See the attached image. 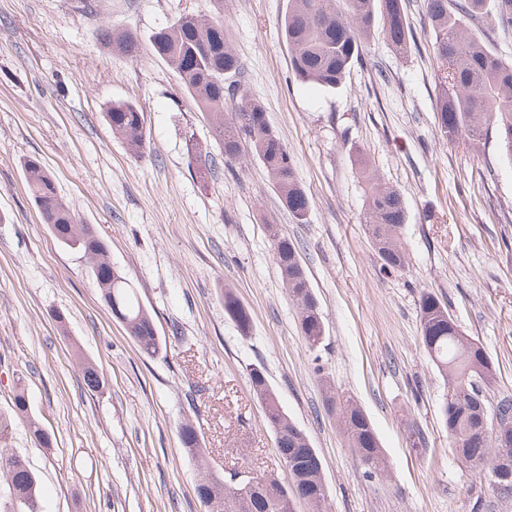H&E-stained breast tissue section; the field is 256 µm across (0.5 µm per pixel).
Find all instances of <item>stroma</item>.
I'll use <instances>...</instances> for the list:
<instances>
[{
  "label": "stroma",
  "instance_id": "stroma-1",
  "mask_svg": "<svg viewBox=\"0 0 512 512\" xmlns=\"http://www.w3.org/2000/svg\"><path fill=\"white\" fill-rule=\"evenodd\" d=\"M406 56L382 35L361 64L326 90L300 81L281 33L287 0H224L242 89L287 144L310 199L305 223L281 206L267 172L228 161L212 125L150 38L212 0H0V414L23 381L28 418L4 446L38 478L41 512H205L200 471L184 454L182 422L199 430L215 468L234 447L288 473L249 385L264 366L288 416L323 464L330 512H512L451 451L440 421L446 389L420 341L418 299L431 291L495 364L490 401L512 397V162L495 142L448 144L434 119L437 58L423 0H405ZM136 35L130 60L97 40L103 26ZM144 114L145 155L132 156L104 113L113 102ZM214 163L201 184L188 158ZM407 211L404 270L385 273L365 233L355 150ZM38 159L77 219L153 315L164 349L140 352L101 297L88 260L62 245L25 183ZM295 243L326 335L306 346L276 266L268 225ZM232 290L250 310L241 332L224 313ZM102 389H86L81 360ZM354 397L386 457L369 478L326 411L322 378ZM201 384L196 405L186 393ZM37 421L52 439L43 448ZM424 443L415 444L416 435Z\"/></svg>",
  "mask_w": 512,
  "mask_h": 512
}]
</instances>
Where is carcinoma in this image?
Returning <instances> with one entry per match:
<instances>
[{
  "mask_svg": "<svg viewBox=\"0 0 512 512\" xmlns=\"http://www.w3.org/2000/svg\"><path fill=\"white\" fill-rule=\"evenodd\" d=\"M487 0H423L439 66L435 76V124L442 139L479 142L493 138L503 156L512 161V62L502 58L478 35L486 21ZM497 26L512 28V0H496ZM398 52H407L410 37L404 0H288L282 35L290 51L294 75L327 90L340 86L351 67L361 60L364 41L376 25ZM100 39L115 55L135 59L141 45L132 33L101 29ZM153 53L168 62L181 77L197 108L209 114L220 137L224 158L237 159L242 144L266 169L274 190L288 213L299 223L307 219L310 201L297 178L287 145L270 125L263 105L240 98L231 115H224L226 97L235 96L246 75L241 58L227 45L224 12L202 21L181 17L151 37ZM105 120L127 149L145 153L144 114L133 103L110 105ZM190 163L201 181L213 174L209 155L194 152ZM26 185L42 217L58 241L76 250L91 264L92 275L112 315H120L128 335L149 357L162 353L152 315L141 304L125 274L108 259L107 247L89 224H79L62 202L55 181L36 159L24 162ZM366 230L385 270L400 271L407 264L402 229L407 213L401 194L383 186L376 176H365ZM273 255L281 278L295 305L301 336L311 350L325 332L318 301L299 260L294 243L271 233ZM224 314L242 332L251 328L249 311L229 291L224 292ZM420 340L447 388L442 423L453 452L460 460L480 468L488 488L502 499L512 497V398H502L490 411L486 393L496 384V368L478 340L466 335L432 292L419 300ZM87 389L102 383L97 366L81 365ZM249 383L267 424L275 435L278 456L292 461L291 485L273 471L262 469L239 449L240 467L259 472L250 488L234 482L232 474L214 469L210 452L203 448L198 429L180 425L183 448L204 476L195 486L207 512H293L298 494L322 512L327 491L322 461L307 435L282 409L264 368H250ZM325 404L336 413L348 446L367 472L384 471L386 461L376 432L354 398L329 381L323 383ZM0 475L5 477L8 499L0 497V512H40L38 481L25 459L0 452Z\"/></svg>",
  "mask_w": 512,
  "mask_h": 512,
  "instance_id": "carcinoma-1",
  "label": "carcinoma"
}]
</instances>
